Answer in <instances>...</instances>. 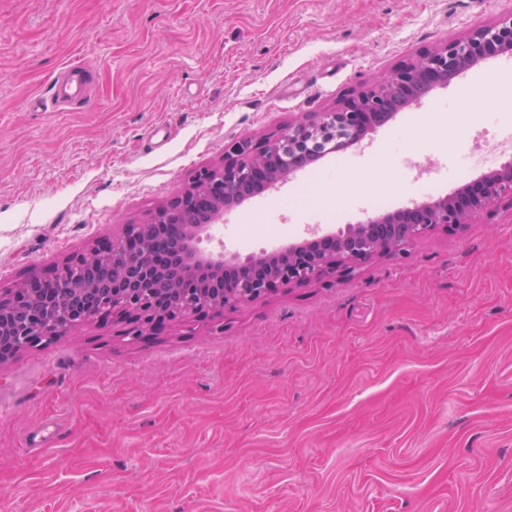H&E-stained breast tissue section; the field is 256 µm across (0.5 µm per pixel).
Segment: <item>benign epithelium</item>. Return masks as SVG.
Here are the masks:
<instances>
[{
	"mask_svg": "<svg viewBox=\"0 0 512 512\" xmlns=\"http://www.w3.org/2000/svg\"><path fill=\"white\" fill-rule=\"evenodd\" d=\"M511 52L509 13L400 62L382 79L351 92L325 112L306 114L274 134L228 143L220 163L200 170L160 205L148 222L138 225L142 242L132 244L125 226L112 238L55 262L45 274L14 288H1L0 364L29 348L108 319L123 323L124 336L137 343L177 319L189 322L219 316L228 306L261 300L280 288L351 275L377 256H402L411 243L436 230L445 234L461 231L494 205L512 210L510 161L443 198L348 224L336 233L310 228L299 242L245 260L200 247L208 228L223 223L224 209L244 199L246 191L270 189L301 171L304 164L361 143L378 118L390 117L433 87L448 84L465 68ZM202 195L212 203L209 221L185 225L182 244L169 256L170 265L180 271V281L168 293L157 295L154 281L166 275V270L156 264L148 243L151 226L189 218ZM112 250L125 253L126 264L119 274L138 288L137 294L112 297L94 316L78 314L65 300L51 315L34 307L27 320H19L21 296L36 304L47 284L63 282L81 267L107 261Z\"/></svg>",
	"mask_w": 512,
	"mask_h": 512,
	"instance_id": "benign-epithelium-1",
	"label": "benign epithelium"
}]
</instances>
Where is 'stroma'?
Masks as SVG:
<instances>
[{
  "label": "stroma",
  "instance_id": "35a3bbf8",
  "mask_svg": "<svg viewBox=\"0 0 512 512\" xmlns=\"http://www.w3.org/2000/svg\"><path fill=\"white\" fill-rule=\"evenodd\" d=\"M512 0H0V288L149 219L226 142L261 137ZM82 63L91 102L38 111ZM512 123L494 60L280 191L239 258L465 185L469 129ZM401 155L441 160L425 189ZM93 323L0 365V512H512V213L353 275L132 344Z\"/></svg>",
  "mask_w": 512,
  "mask_h": 512
}]
</instances>
